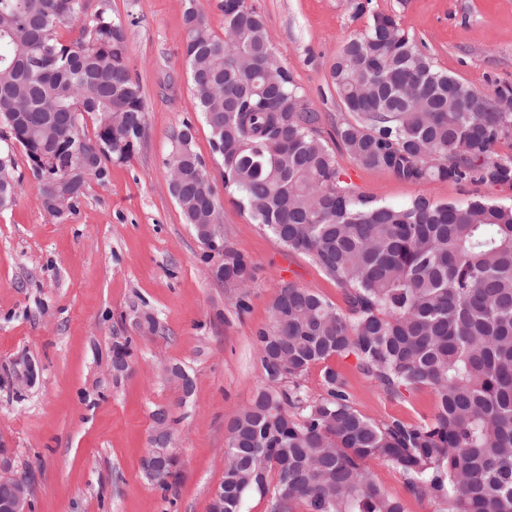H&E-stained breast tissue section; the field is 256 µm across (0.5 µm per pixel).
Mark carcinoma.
Wrapping results in <instances>:
<instances>
[{
  "mask_svg": "<svg viewBox=\"0 0 512 512\" xmlns=\"http://www.w3.org/2000/svg\"><path fill=\"white\" fill-rule=\"evenodd\" d=\"M224 35L186 0L191 89L223 168L224 190L290 250L343 290L348 312L293 285L281 289L256 335L262 379L230 419L224 442V512L246 495L267 512H404L370 475L397 470L407 490L439 512H512V206L417 197L382 204L341 180L320 115L280 60L266 22L247 0H220ZM83 0H0V127L22 148L35 179L51 168L44 210L64 221L108 163L112 114L144 131L140 85L129 74L125 31ZM82 23L64 43L57 29ZM330 77L354 121L336 135L361 165L406 182L512 185V84L482 92L435 68L415 39L382 13L339 49ZM95 118L93 136L81 119ZM180 169L175 196L197 238L216 216L218 191L193 141L175 139L166 165ZM14 158L0 154V209L12 203ZM207 246L216 279L245 288L254 266ZM352 354L391 398L431 389L437 404L420 424L377 422L356 409L328 360ZM323 364L324 394L299 383Z\"/></svg>",
  "mask_w": 512,
  "mask_h": 512,
  "instance_id": "carcinoma-1",
  "label": "carcinoma"
}]
</instances>
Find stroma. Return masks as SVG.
<instances>
[{
    "label": "stroma",
    "instance_id": "1",
    "mask_svg": "<svg viewBox=\"0 0 512 512\" xmlns=\"http://www.w3.org/2000/svg\"><path fill=\"white\" fill-rule=\"evenodd\" d=\"M306 99L321 115V134L343 180L360 195L402 204L423 196L438 203L487 200L512 204V186L481 182H405L358 163L338 142L349 120L330 79V66L366 25L355 0H248ZM184 0H87L88 13L121 19L130 74L142 88L144 133L131 157L91 182L68 220L42 208L22 151H15L12 205L0 211V443L35 478L32 512H209L224 475L229 418L252 399L262 367L255 332L288 285L312 290L339 308L341 288L306 256L254 224L235 196L219 194L224 243L255 267L247 290L226 286L209 271L206 249L169 192L165 160L184 125L215 185L222 170L191 91L185 58ZM369 12L393 15L422 43L436 69L487 91L512 83V0H371ZM246 310H239V302ZM152 314L156 334L140 335ZM130 341V369L112 370V347ZM38 372L16 393L9 372L19 358ZM330 364L356 409L383 421L429 418L435 395L422 388L394 399L376 389L351 356ZM182 366L193 391L181 396L164 374ZM170 408L177 420L180 473L169 489L141 470L153 414ZM376 482L405 512H438L408 492L403 477L380 462Z\"/></svg>",
    "mask_w": 512,
    "mask_h": 512
}]
</instances>
